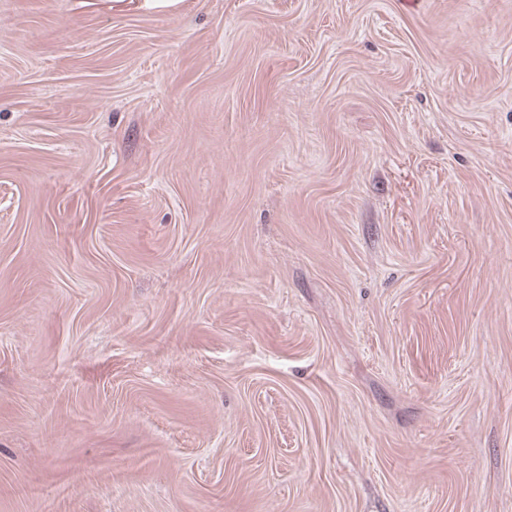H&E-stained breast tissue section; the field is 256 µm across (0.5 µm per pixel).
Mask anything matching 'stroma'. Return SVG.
<instances>
[{
    "label": "stroma",
    "instance_id": "1",
    "mask_svg": "<svg viewBox=\"0 0 512 512\" xmlns=\"http://www.w3.org/2000/svg\"><path fill=\"white\" fill-rule=\"evenodd\" d=\"M0 512H512V0H0ZM181 0H106L112 12L166 11L175 8Z\"/></svg>",
    "mask_w": 512,
    "mask_h": 512
}]
</instances>
